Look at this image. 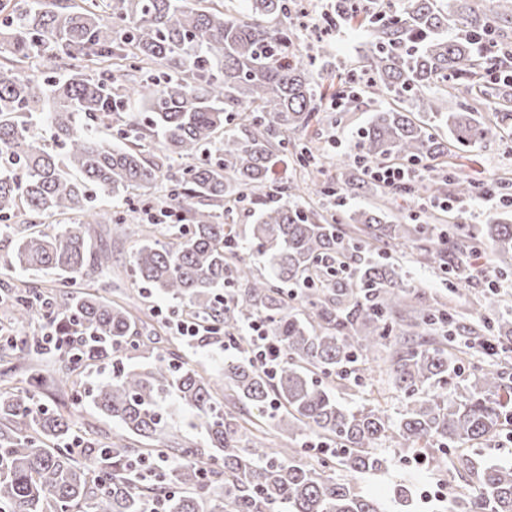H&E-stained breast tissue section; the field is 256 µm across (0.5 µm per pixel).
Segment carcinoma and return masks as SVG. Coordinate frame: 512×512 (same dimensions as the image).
<instances>
[{
  "mask_svg": "<svg viewBox=\"0 0 512 512\" xmlns=\"http://www.w3.org/2000/svg\"><path fill=\"white\" fill-rule=\"evenodd\" d=\"M296 0H0V237L3 265L56 276L59 292L27 281L0 297L8 326L37 317L61 357L51 382L117 422L103 440L38 395L46 376L43 337H9L24 377L0 384V512H386L350 480L382 468L373 449L436 448L470 463L477 446L512 426V378L499 365L512 345V317L494 292L480 323L494 349L458 385L465 351L453 352L454 309L429 304L399 266L367 257L411 243L419 263L449 275L448 288L479 283L472 253L512 270V222L473 234L458 224H393L389 207L421 194L471 197L480 184L459 168L427 183L387 186L356 158L444 168L461 147L495 142L512 127V84L501 79L504 34L473 0H337L327 26L355 22L369 54L345 65L326 93V41L298 42ZM466 89L454 112L448 96ZM383 98L355 143L322 182L321 148L288 153L290 133L348 112L362 94ZM140 109H130L131 101ZM489 112V117L477 114ZM52 132L47 146L39 130ZM290 158L302 180L271 178ZM181 161L174 169L172 162ZM361 191L383 201L325 216L310 204ZM126 208L106 219L120 231L144 210L174 209L160 237L135 243L132 282L200 316L208 331L184 341H224L242 359L224 361L222 383L180 351L141 339L131 309L86 290L110 256L84 225L99 198ZM47 215L69 227L38 229ZM343 256L345 276L324 262ZM270 265L257 273L256 262ZM261 319L280 349L276 372L252 357L242 327ZM441 332L436 341L417 332ZM390 351L389 371L405 401L397 419L381 406H340L335 383L363 386L365 360ZM146 358L143 365L131 363ZM111 371L89 386L94 366ZM195 415L205 447L173 434L174 408ZM273 407L288 446L267 445L245 423ZM311 433L326 447L302 438ZM448 512H512V465L472 467Z\"/></svg>",
  "mask_w": 512,
  "mask_h": 512,
  "instance_id": "carcinoma-1",
  "label": "carcinoma"
}]
</instances>
